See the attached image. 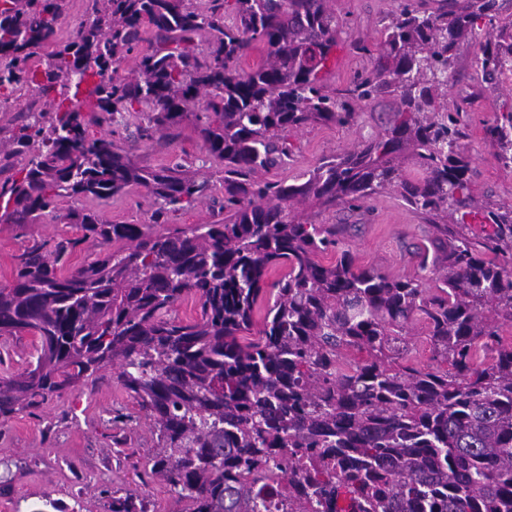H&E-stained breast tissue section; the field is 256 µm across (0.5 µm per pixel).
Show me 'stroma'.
<instances>
[{"label": "stroma", "instance_id": "1", "mask_svg": "<svg viewBox=\"0 0 512 512\" xmlns=\"http://www.w3.org/2000/svg\"><path fill=\"white\" fill-rule=\"evenodd\" d=\"M398 0H330L339 21L344 47L337 53L333 86L346 85L352 75L371 66L373 59L349 48L351 40L365 37L376 43L380 20L394 10ZM473 45H462L454 61L455 82L451 99L467 110L468 145L477 197L497 204H512V174L501 170L493 150L482 139V124L492 113L512 109V66L504 68L496 90L480 87L474 79ZM390 102L361 108L352 128L317 125L290 132L293 157L267 172L272 181L291 182L313 170L323 158L353 149L361 139L383 128ZM181 135L165 149L137 144L130 157L138 166L159 168L184 163L197 178L208 181L209 198L170 216L180 226L209 224L216 218L213 202L224 195V165L210 158L195 129L194 117L184 118ZM94 209L115 224H146L154 210L144 189L131 190L106 202L64 200L58 212L41 223L19 229L0 222V282L10 280L18 249L35 240L76 236L68 218L71 210ZM301 218L318 224H342L339 249L350 251L357 265L373 266L395 276L418 271L417 253L428 224L410 209L398 193L385 192L356 211H322L306 203L298 207ZM154 451L148 420L137 417L133 399L119 388L113 371L100 372L93 391L54 397L38 410L22 411L0 421V512H41L45 501L59 502L63 512H110L111 489L139 490L150 512H177L169 486L150 475L148 460Z\"/></svg>", "mask_w": 512, "mask_h": 512}]
</instances>
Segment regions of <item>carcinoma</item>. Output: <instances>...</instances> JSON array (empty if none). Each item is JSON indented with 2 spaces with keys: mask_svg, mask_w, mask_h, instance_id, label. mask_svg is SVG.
<instances>
[{
  "mask_svg": "<svg viewBox=\"0 0 512 512\" xmlns=\"http://www.w3.org/2000/svg\"><path fill=\"white\" fill-rule=\"evenodd\" d=\"M64 2L0 0V91L45 100L0 143L29 157L0 184V221L38 224L65 199L133 188L155 210L150 224L71 212L80 236L14 256L0 341L28 334L35 354L0 377V418L112 369L152 423L151 472L186 512H512V344L500 337L512 323V205L474 196L465 109L448 102L460 44L475 42L488 88L512 62L496 0H400L377 64L340 89L327 83L340 45L329 0H88L59 42ZM256 43L261 60L240 68ZM386 96L382 133L301 181L262 178L291 159L288 132L351 128ZM193 108L224 162V218L160 231L208 183L183 165L137 166L116 136L137 112L133 142H171ZM483 139L511 174L512 110L494 113ZM388 190L432 228L419 253L428 281L358 267L348 251L322 262L336 225L295 214L305 202L359 210ZM88 242L105 252L67 268ZM189 298L199 313L181 319ZM417 326L446 369L409 363ZM351 349L367 358L349 360ZM148 505L112 491L111 512Z\"/></svg>",
  "mask_w": 512,
  "mask_h": 512,
  "instance_id": "obj_1",
  "label": "carcinoma"
}]
</instances>
